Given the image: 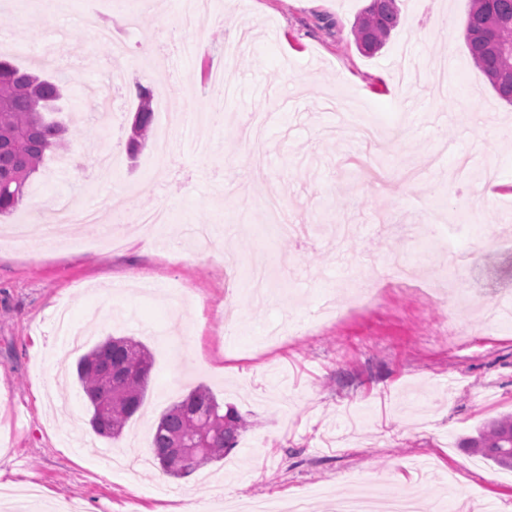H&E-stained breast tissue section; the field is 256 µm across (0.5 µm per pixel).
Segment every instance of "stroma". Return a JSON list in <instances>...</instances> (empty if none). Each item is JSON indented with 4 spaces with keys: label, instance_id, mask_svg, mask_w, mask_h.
Instances as JSON below:
<instances>
[{
    "label": "stroma",
    "instance_id": "obj_1",
    "mask_svg": "<svg viewBox=\"0 0 512 512\" xmlns=\"http://www.w3.org/2000/svg\"><path fill=\"white\" fill-rule=\"evenodd\" d=\"M24 0H0V56L42 70L55 58L79 106L60 156H47L29 195L0 227L61 203L93 209L71 247L0 240V512H178L184 496L242 506L302 497L307 512L384 490L416 495L423 512H512V471L461 448L484 421L512 413V323L486 331L475 310L446 313L425 289L442 287L444 259L420 256L425 214L468 215L473 287L512 290V106L468 55V0H400L384 48L360 53L351 33L368 0H247L243 13L212 0L182 29L193 56L174 51L169 26L183 0H156L129 25L120 0L102 9L124 45V76L108 84L112 44L90 39L78 10L39 24ZM249 30L240 66L224 42ZM153 44L167 64L143 52ZM230 68V96L207 82ZM111 85L112 112L97 97ZM164 96L155 125L176 134L127 154L137 88ZM223 100V121L179 135L185 112ZM270 113L262 152L247 127ZM277 190L301 234L277 237L262 206ZM123 195L121 212L108 201ZM166 208L149 254L132 246L143 211ZM279 259L265 302L238 293L236 265ZM417 256L414 289L390 290L391 262ZM110 336L154 357L145 405L116 439L94 434L89 403L62 362ZM454 378V392L443 390ZM204 385L246 419L224 460L187 477L149 465L151 428Z\"/></svg>",
    "mask_w": 512,
    "mask_h": 512
}]
</instances>
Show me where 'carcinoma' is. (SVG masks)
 <instances>
[{"label": "carcinoma", "mask_w": 512, "mask_h": 512, "mask_svg": "<svg viewBox=\"0 0 512 512\" xmlns=\"http://www.w3.org/2000/svg\"><path fill=\"white\" fill-rule=\"evenodd\" d=\"M399 23L398 0H369L352 26L357 49L375 54ZM465 42L496 95L512 105V0H470ZM63 85L58 75L43 78L0 59V217L23 204L47 153L63 146L67 128L47 118L61 111ZM137 99L139 119L131 135L136 150L154 123L152 91L138 86ZM152 365L147 346L128 337L107 338L79 357L76 379L89 399V423L97 435L114 439L122 434L144 403ZM246 425L236 410L222 408L209 388L199 386L160 415L152 436L153 459L169 476H188L223 459ZM203 433L206 447L187 464L175 461L172 448H190ZM464 447L512 470V415L484 423Z\"/></svg>", "instance_id": "1"}]
</instances>
